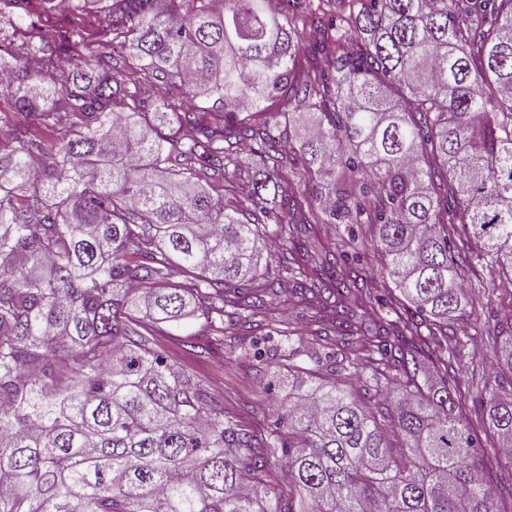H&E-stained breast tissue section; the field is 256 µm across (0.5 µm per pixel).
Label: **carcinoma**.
<instances>
[{"instance_id":"cac0c4a2","label":"carcinoma","mask_w":512,"mask_h":512,"mask_svg":"<svg viewBox=\"0 0 512 512\" xmlns=\"http://www.w3.org/2000/svg\"><path fill=\"white\" fill-rule=\"evenodd\" d=\"M0 19L20 41L0 93L29 119L0 144V512H512V454L487 452L512 444V329L472 395L449 323L470 266L512 280V0H0ZM95 43L125 53L64 72ZM316 224L369 237L381 294ZM287 282L330 378L288 381L257 435L145 337L250 325Z\"/></svg>"}]
</instances>
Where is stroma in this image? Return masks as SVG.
I'll return each mask as SVG.
<instances>
[{"mask_svg":"<svg viewBox=\"0 0 512 512\" xmlns=\"http://www.w3.org/2000/svg\"><path fill=\"white\" fill-rule=\"evenodd\" d=\"M476 274L469 290L473 306L466 316L475 335L463 369L464 380L473 390L483 386L494 361L489 331L512 322V282L494 278L481 266ZM314 330L293 293L286 290L251 325L219 336L204 320L191 317L177 328L157 330L150 342L225 412L236 415L251 430L263 432L274 414L266 386L279 384L289 372L314 370L309 356L320 344Z\"/></svg>","mask_w":512,"mask_h":512,"instance_id":"1","label":"stroma"}]
</instances>
